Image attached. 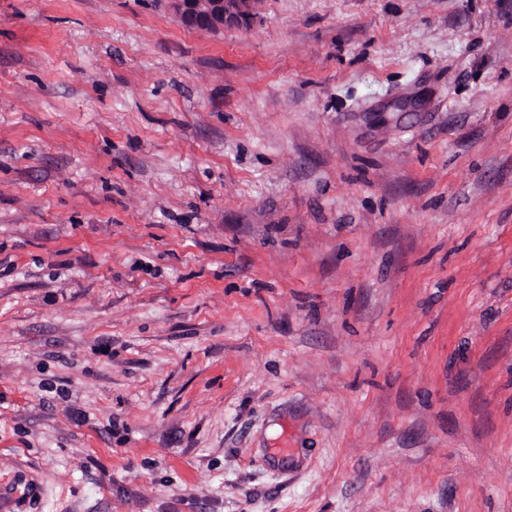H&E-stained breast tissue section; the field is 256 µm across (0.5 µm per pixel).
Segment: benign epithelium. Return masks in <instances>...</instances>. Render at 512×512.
Wrapping results in <instances>:
<instances>
[{"mask_svg": "<svg viewBox=\"0 0 512 512\" xmlns=\"http://www.w3.org/2000/svg\"><path fill=\"white\" fill-rule=\"evenodd\" d=\"M173 17L183 26L218 33L244 22L255 0H164Z\"/></svg>", "mask_w": 512, "mask_h": 512, "instance_id": "7a95c632", "label": "benign epithelium"}]
</instances>
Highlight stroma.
Returning a JSON list of instances; mask_svg holds the SVG:
<instances>
[{
	"mask_svg": "<svg viewBox=\"0 0 512 512\" xmlns=\"http://www.w3.org/2000/svg\"><path fill=\"white\" fill-rule=\"evenodd\" d=\"M0 512H512V0H0ZM183 26L218 33L243 23L253 11L255 0H163Z\"/></svg>",
	"mask_w": 512,
	"mask_h": 512,
	"instance_id": "1",
	"label": "stroma"
}]
</instances>
